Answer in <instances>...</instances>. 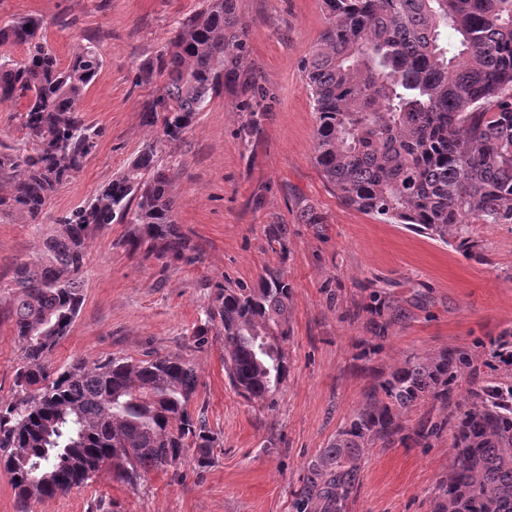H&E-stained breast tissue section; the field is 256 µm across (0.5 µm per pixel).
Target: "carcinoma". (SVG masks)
Here are the masks:
<instances>
[{
  "label": "carcinoma",
  "mask_w": 512,
  "mask_h": 512,
  "mask_svg": "<svg viewBox=\"0 0 512 512\" xmlns=\"http://www.w3.org/2000/svg\"><path fill=\"white\" fill-rule=\"evenodd\" d=\"M331 26L306 59L317 112L314 160L346 206L406 224L469 252L470 221L512 224V0H323ZM29 15L0 26V103L24 100L27 145L0 151V213L39 222L49 199L86 164L101 132L79 109L102 62L87 46L66 67ZM248 30L237 0H203L163 49L137 69L152 88L143 119L162 135L87 205L56 219L36 258L18 264L0 319L22 351L15 396L0 402V468L17 499L53 498L103 467L131 487L154 470L192 459L202 472L217 439L189 409L198 375L179 354L109 357L53 368L49 355L83 303L81 271L92 230L129 224L120 245L157 260L199 258L176 221L170 178L159 163L199 112L225 89L247 88ZM292 289L278 270L253 287L216 288L195 332L224 340V374L248 401L265 400L288 374ZM503 368L467 393L448 417L452 456L433 512H512V332L500 337ZM471 357L448 351L409 359L371 390L362 408L309 465L298 512H347L361 452L402 431L398 411L448 397Z\"/></svg>",
  "instance_id": "carcinoma-1"
}]
</instances>
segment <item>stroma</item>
<instances>
[{"label": "stroma", "instance_id": "35a3bbf8", "mask_svg": "<svg viewBox=\"0 0 512 512\" xmlns=\"http://www.w3.org/2000/svg\"><path fill=\"white\" fill-rule=\"evenodd\" d=\"M203 0H0V24L35 15L61 65L91 46L102 66L80 110L101 130L96 153L48 201L39 223L0 214V304L17 263L33 258L54 220L89 203L134 159L156 129L142 123L148 87L138 66L154 56L175 22ZM249 30L245 64L256 91L214 96L169 163L176 219L197 246L193 263L132 253L126 224L93 231L82 280L84 304L50 360L94 365L179 354L199 376L191 408L218 442L212 465L150 472L136 487L102 468L88 485L32 504L26 512H297L307 469L335 440L366 395L406 359L465 350L474 369L447 404L423 401L400 417L401 436L375 442L361 461L348 512H432L448 472L451 435L412 441L425 424L447 419L465 389L482 384L490 345L512 330V224L474 223L476 255L403 224L346 207L313 161L316 112L303 64L329 26L323 0H238ZM251 135L243 129L249 122ZM324 221L306 224L303 203ZM287 228L270 246L269 225ZM292 287L288 375L272 398L246 402L224 374V344L193 333L218 285H247L265 270ZM402 316L376 336L377 310Z\"/></svg>", "mask_w": 512, "mask_h": 512}]
</instances>
